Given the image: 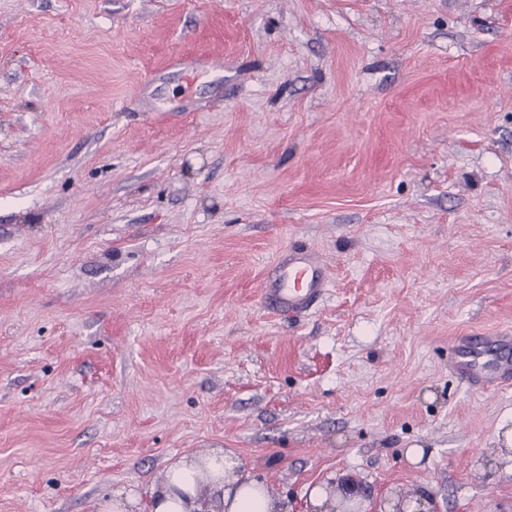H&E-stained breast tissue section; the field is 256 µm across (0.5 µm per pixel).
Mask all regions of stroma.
I'll return each instance as SVG.
<instances>
[{
    "label": "stroma",
    "instance_id": "stroma-1",
    "mask_svg": "<svg viewBox=\"0 0 512 512\" xmlns=\"http://www.w3.org/2000/svg\"><path fill=\"white\" fill-rule=\"evenodd\" d=\"M509 331L512 0H0V512L213 448L512 512V384L448 369ZM274 288L265 303L274 310L299 311L313 304L328 288L324 263L311 251L295 249L278 262Z\"/></svg>",
    "mask_w": 512,
    "mask_h": 512
}]
</instances>
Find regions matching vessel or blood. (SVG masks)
Here are the masks:
<instances>
[{
	"label": "vessel or blood",
	"instance_id": "obj_1",
	"mask_svg": "<svg viewBox=\"0 0 512 512\" xmlns=\"http://www.w3.org/2000/svg\"><path fill=\"white\" fill-rule=\"evenodd\" d=\"M274 288L265 297L275 310L299 311L328 288L324 263L311 251H289L277 266ZM464 383L489 387L512 379V336L474 337L450 365Z\"/></svg>",
	"mask_w": 512,
	"mask_h": 512
}]
</instances>
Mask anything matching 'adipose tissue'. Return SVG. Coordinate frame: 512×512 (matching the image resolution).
Masks as SVG:
<instances>
[{"mask_svg": "<svg viewBox=\"0 0 512 512\" xmlns=\"http://www.w3.org/2000/svg\"><path fill=\"white\" fill-rule=\"evenodd\" d=\"M203 481L208 482L224 512H289L287 501L269 494L230 448L213 449L200 460L170 463L164 480L150 489L149 512H203L199 497Z\"/></svg>", "mask_w": 512, "mask_h": 512, "instance_id": "ef3b65f1", "label": "adipose tissue"}]
</instances>
